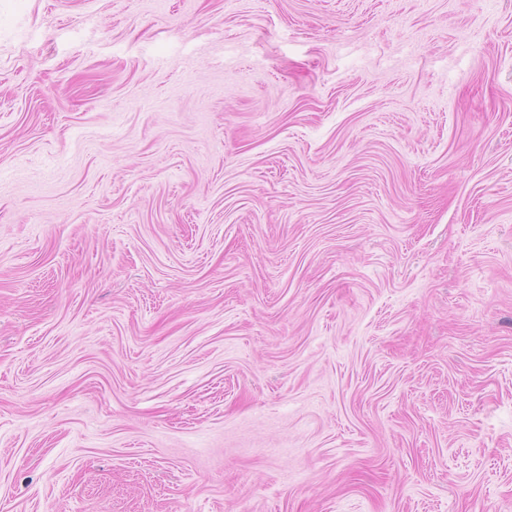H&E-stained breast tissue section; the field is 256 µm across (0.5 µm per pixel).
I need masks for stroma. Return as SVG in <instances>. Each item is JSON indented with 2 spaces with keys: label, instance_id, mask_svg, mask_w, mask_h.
<instances>
[{
  "label": "stroma",
  "instance_id": "obj_1",
  "mask_svg": "<svg viewBox=\"0 0 512 512\" xmlns=\"http://www.w3.org/2000/svg\"><path fill=\"white\" fill-rule=\"evenodd\" d=\"M0 512H512V0H0Z\"/></svg>",
  "mask_w": 512,
  "mask_h": 512
}]
</instances>
